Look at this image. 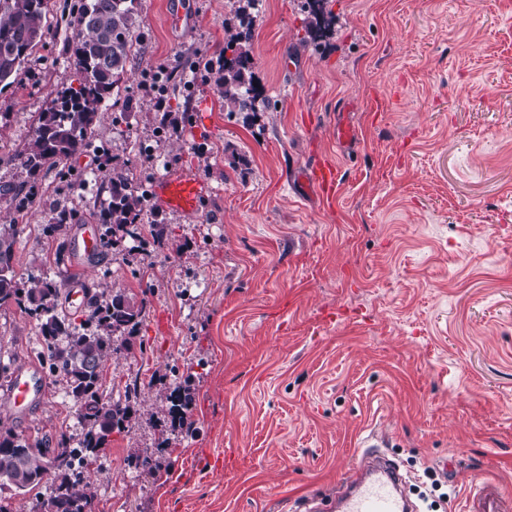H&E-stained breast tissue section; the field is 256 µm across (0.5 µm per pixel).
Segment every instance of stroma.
Returning <instances> with one entry per match:
<instances>
[{
  "label": "stroma",
  "mask_w": 512,
  "mask_h": 512,
  "mask_svg": "<svg viewBox=\"0 0 512 512\" xmlns=\"http://www.w3.org/2000/svg\"><path fill=\"white\" fill-rule=\"evenodd\" d=\"M18 83L0 90V189L27 180L17 155L59 83L77 84L61 13ZM303 0H260L249 42L268 111L227 112L194 77L224 48L228 0H137L141 40L94 140L115 162L158 175L190 171L214 192L193 215L150 205L160 243L124 238L108 251L54 261L41 226L61 203L92 223L102 197L41 173L44 205L15 221L17 273H45L75 314L81 283L146 303L103 380L108 400L140 395L85 481L93 512H280L329 498L352 475L356 444L375 430L416 470L451 459L455 512L474 482L512 490V0H331V28L308 39ZM176 70L179 137L156 140L157 113L138 87L158 64ZM351 121L357 145L340 150ZM334 161V207L298 176ZM35 319L0 307V364L42 363ZM189 381V429L167 397ZM21 438L78 442L79 407L59 376L26 416L0 408ZM155 468L144 471L141 458ZM51 480L0 486V512H37Z\"/></svg>",
  "instance_id": "obj_1"
}]
</instances>
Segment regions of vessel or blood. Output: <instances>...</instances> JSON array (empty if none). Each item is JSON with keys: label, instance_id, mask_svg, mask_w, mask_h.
I'll list each match as a JSON object with an SVG mask.
<instances>
[{"label": "vessel or blood", "instance_id": "1", "mask_svg": "<svg viewBox=\"0 0 512 512\" xmlns=\"http://www.w3.org/2000/svg\"><path fill=\"white\" fill-rule=\"evenodd\" d=\"M303 178L307 186L316 189L323 204H333L341 179L335 164H312ZM212 192L207 181L188 172L158 178L150 189L154 202L180 214L197 212L203 199ZM43 383V377L36 374L15 372L0 404L16 411L30 409ZM387 445V438L378 433L365 436L360 443L359 470L348 478L346 493L334 502L317 505L315 512H408V503L401 491L404 476L387 452ZM466 512H512V495L492 485L482 486L468 497Z\"/></svg>", "mask_w": 512, "mask_h": 512}]
</instances>
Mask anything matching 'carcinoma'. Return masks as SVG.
<instances>
[{
    "mask_svg": "<svg viewBox=\"0 0 512 512\" xmlns=\"http://www.w3.org/2000/svg\"><path fill=\"white\" fill-rule=\"evenodd\" d=\"M233 16L224 19V50L206 70L207 81L224 100L229 112H265L269 103L254 87L249 74L252 60L247 49L252 36L253 13L259 0H235ZM135 0H82L67 20L72 29L68 50L81 75L79 86L57 91L55 106L38 116L37 125L20 154L32 176L58 168L92 145L94 128L107 110L106 99L127 74V63L140 38ZM327 0H305L303 8L315 20L311 30L318 37L333 14ZM49 0H0V85L15 83L33 49L51 36ZM101 185L108 195L107 206L98 212L102 226L101 247L109 249L127 235L137 234L146 200L134 190L127 169L114 164L101 167ZM10 204L19 215L41 207L34 182L12 189ZM78 221L77 214L60 207L53 211L43 231L54 237L66 233ZM16 232L0 227V306L16 305L35 317L47 349L48 370L66 377L69 396L79 404L84 437L76 448L65 438L45 437L30 444L12 430L0 431V479L23 490L44 479L42 457L52 451L61 459L54 471L53 496L41 504L43 512H92L93 495L83 483V469L97 458L98 451L113 431H121L132 420L131 398L136 387H126L125 402L103 401L102 378L106 363L117 348L112 336L138 331L145 302H137L118 290L107 297L94 287L83 286L85 327L78 328L65 314L57 312L60 288L50 277L27 278L12 267ZM168 415L172 425L183 426L190 401L189 386L178 383L169 396Z\"/></svg>",
    "mask_w": 512,
    "mask_h": 512,
    "instance_id": "carcinoma-1",
    "label": "carcinoma"
}]
</instances>
